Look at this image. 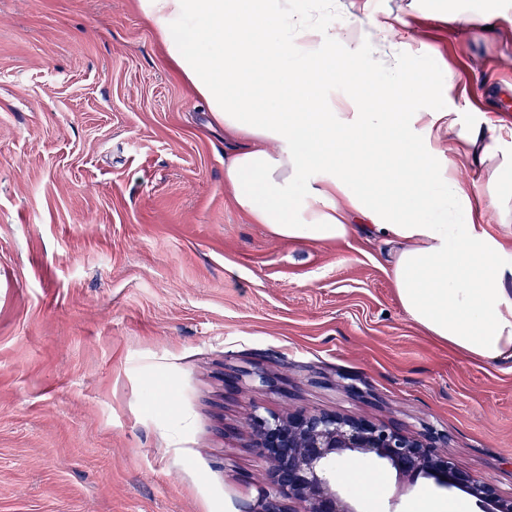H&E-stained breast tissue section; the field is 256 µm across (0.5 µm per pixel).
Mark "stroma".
<instances>
[{
    "label": "stroma",
    "instance_id": "obj_1",
    "mask_svg": "<svg viewBox=\"0 0 512 512\" xmlns=\"http://www.w3.org/2000/svg\"><path fill=\"white\" fill-rule=\"evenodd\" d=\"M334 2L339 29L401 17V57L437 77L420 109L494 124L512 156V5L487 32L448 0ZM209 122L136 0H0V512H255L254 408L430 429L512 493V358L411 322L382 239L253 223ZM244 371L277 389L228 385ZM340 488L360 512L425 496L478 512L379 459L350 461Z\"/></svg>",
    "mask_w": 512,
    "mask_h": 512
}]
</instances>
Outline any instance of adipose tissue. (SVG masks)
<instances>
[{
	"label": "adipose tissue",
	"instance_id": "adipose-tissue-1",
	"mask_svg": "<svg viewBox=\"0 0 512 512\" xmlns=\"http://www.w3.org/2000/svg\"><path fill=\"white\" fill-rule=\"evenodd\" d=\"M167 61L237 148L224 161L236 206L277 238L341 242L363 229L396 244L391 274L407 317L479 360L512 358V253L477 225L512 228V157L494 125L460 127L421 112L437 78L401 59L351 53L321 13L288 0H137ZM347 80L343 102L317 109L307 79ZM480 144L489 188L463 183L440 129Z\"/></svg>",
	"mask_w": 512,
	"mask_h": 512
}]
</instances>
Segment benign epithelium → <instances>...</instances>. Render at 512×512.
<instances>
[{
  "label": "benign epithelium",
  "mask_w": 512,
  "mask_h": 512,
  "mask_svg": "<svg viewBox=\"0 0 512 512\" xmlns=\"http://www.w3.org/2000/svg\"><path fill=\"white\" fill-rule=\"evenodd\" d=\"M260 461L258 512H359L351 496L337 487L336 471L350 457L387 461L399 476L432 479L475 499L479 512H512L504 496L485 477L458 470L443 436L412 435L394 425L357 416L305 410L250 416Z\"/></svg>",
  "instance_id": "obj_1"
}]
</instances>
